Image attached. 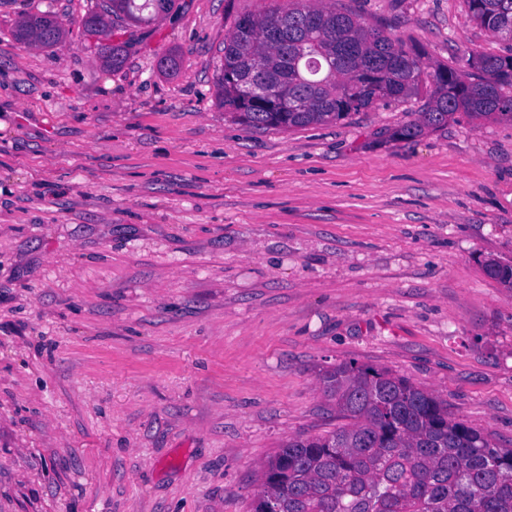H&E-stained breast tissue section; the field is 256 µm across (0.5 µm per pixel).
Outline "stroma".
Instances as JSON below:
<instances>
[{
    "mask_svg": "<svg viewBox=\"0 0 512 512\" xmlns=\"http://www.w3.org/2000/svg\"><path fill=\"white\" fill-rule=\"evenodd\" d=\"M177 2L90 34L97 0H0V512H251L289 437L344 425L349 362L512 448V289L481 267L512 261V120L248 127L215 82L270 0ZM340 5L474 82L506 48L466 0ZM41 12L62 45L17 44Z\"/></svg>",
    "mask_w": 512,
    "mask_h": 512,
    "instance_id": "stroma-1",
    "label": "stroma"
}]
</instances>
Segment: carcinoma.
<instances>
[{"label": "carcinoma", "mask_w": 512, "mask_h": 512, "mask_svg": "<svg viewBox=\"0 0 512 512\" xmlns=\"http://www.w3.org/2000/svg\"><path fill=\"white\" fill-rule=\"evenodd\" d=\"M295 0L259 14L237 16L224 41V68L215 83L219 105L255 128L284 130L349 117L387 99L426 89L420 117L395 131L411 140L448 123L458 112L473 119H512V46L502 55L472 54L483 73L466 80L432 65L398 40L348 12ZM476 22L497 36L512 31V0H467ZM176 0H101L83 19L89 31L147 25ZM288 18V35L266 32ZM64 23L50 14L20 20L23 46L62 43ZM273 90L258 103L240 84L244 75ZM482 270L512 288V262L487 258ZM353 423L295 436L263 466L252 512H512V448H496L477 429L448 415L432 393L387 370L344 363L323 378Z\"/></svg>", "instance_id": "obj_1"}]
</instances>
